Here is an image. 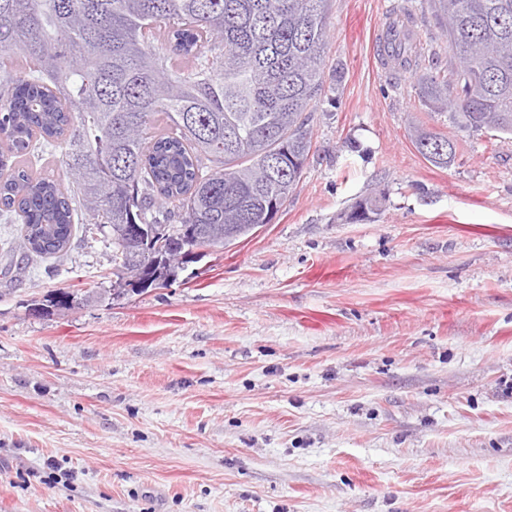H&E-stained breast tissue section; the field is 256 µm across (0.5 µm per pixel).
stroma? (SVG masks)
<instances>
[{
  "instance_id": "35a3bbf8",
  "label": "stroma",
  "mask_w": 512,
  "mask_h": 512,
  "mask_svg": "<svg viewBox=\"0 0 512 512\" xmlns=\"http://www.w3.org/2000/svg\"><path fill=\"white\" fill-rule=\"evenodd\" d=\"M403 9L423 59L398 76L377 45ZM328 23L292 195L171 286L111 298L106 234L42 259L0 221V512H512V139L415 94L448 58L425 0ZM412 128L411 139L418 153L434 166L448 167L455 157V143L445 135Z\"/></svg>"
}]
</instances>
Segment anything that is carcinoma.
<instances>
[{"instance_id": "carcinoma-1", "label": "carcinoma", "mask_w": 512, "mask_h": 512, "mask_svg": "<svg viewBox=\"0 0 512 512\" xmlns=\"http://www.w3.org/2000/svg\"><path fill=\"white\" fill-rule=\"evenodd\" d=\"M330 0H0V50L37 65L0 73V135L17 157L59 138L65 179L15 169L0 205L21 221L40 258L70 246L75 217L109 228L112 294L177 281L183 229L226 247L271 223L301 179L313 103L324 90ZM448 41V75L423 74L415 91L465 133L512 136V0H428ZM385 61L414 70L406 27H386ZM430 164L455 157L447 136L415 127ZM276 169L257 168L268 159ZM357 201L349 219L377 211ZM179 218L180 223L170 220ZM153 224L156 248L121 233ZM74 310L89 297L49 296Z\"/></svg>"}]
</instances>
